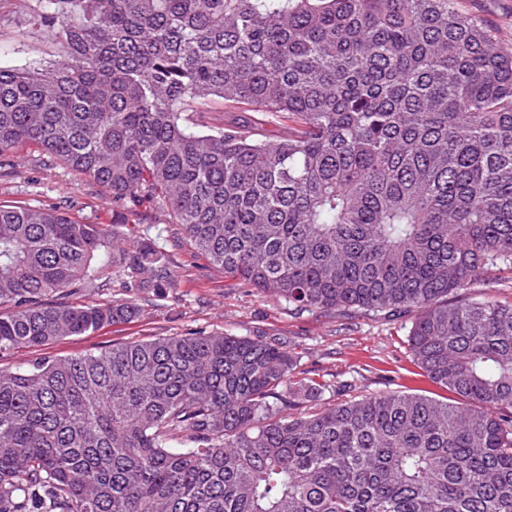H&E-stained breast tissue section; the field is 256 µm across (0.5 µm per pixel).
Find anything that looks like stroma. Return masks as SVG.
I'll list each match as a JSON object with an SVG mask.
<instances>
[{"label":"stroma","mask_w":512,"mask_h":512,"mask_svg":"<svg viewBox=\"0 0 512 512\" xmlns=\"http://www.w3.org/2000/svg\"><path fill=\"white\" fill-rule=\"evenodd\" d=\"M457 13L477 20L512 49V0H452ZM34 0H0V65L20 67L52 59L57 46L48 29L31 24ZM0 203L55 204L85 224H108L119 216L98 185L74 176L34 146L0 156ZM176 266L171 294H137L138 319L88 336H71L40 348L60 358L95 352L119 342L177 336L188 331L263 335L287 341L297 370L321 379V404L361 395L414 391L447 398L445 388L421 375L407 344L410 317L377 319L358 311L296 314L277 300L226 278L222 269L194 256L175 224L153 228Z\"/></svg>","instance_id":"obj_1"}]
</instances>
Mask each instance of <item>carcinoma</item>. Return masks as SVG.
Segmentation results:
<instances>
[{
    "instance_id": "obj_1",
    "label": "carcinoma",
    "mask_w": 512,
    "mask_h": 512,
    "mask_svg": "<svg viewBox=\"0 0 512 512\" xmlns=\"http://www.w3.org/2000/svg\"><path fill=\"white\" fill-rule=\"evenodd\" d=\"M449 0H38L58 59L0 67V155L36 145L123 220L0 204V354L136 319L156 210L297 313L413 314L455 394L309 405L288 347L189 333L0 369V512H512V51ZM241 118L207 125L206 107ZM283 133L270 138L266 126Z\"/></svg>"
}]
</instances>
